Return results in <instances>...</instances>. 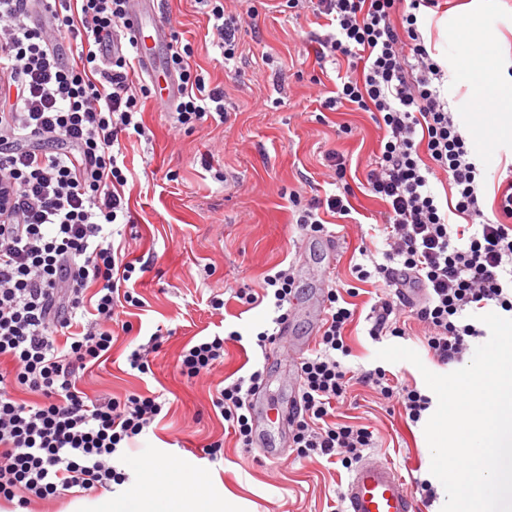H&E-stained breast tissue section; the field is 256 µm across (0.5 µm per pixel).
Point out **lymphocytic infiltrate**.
<instances>
[{
  "mask_svg": "<svg viewBox=\"0 0 512 512\" xmlns=\"http://www.w3.org/2000/svg\"><path fill=\"white\" fill-rule=\"evenodd\" d=\"M213 44L225 62L242 54L245 18L224 17V0H209ZM325 19L319 55L347 59L333 96L323 105L376 113L384 129L369 191L386 209L383 263L356 266L359 280L426 292L415 310L424 343L441 364L461 361L485 337L479 311L512 313V179L501 182L493 217L480 187L484 168L442 93L445 70L421 27L440 0H287ZM132 0H0V501L23 512L36 501L95 492L128 476L121 460L166 404L157 392L93 397L79 385L85 369L112 349L115 331L131 332L128 308L143 307L131 289L141 268L106 226L128 224L125 142L146 134L139 118L150 88L135 77V61L112 48L127 32ZM193 50L171 39L168 66L179 79L172 114L179 130L227 120L224 93L206 84ZM446 176L453 203L441 204L431 181ZM347 195L313 200L297 211L307 234L327 235L325 217L344 219ZM297 289L287 269L266 272L260 289H239L240 302L268 304L272 328L253 343L267 351L275 325L287 320ZM327 318L311 356L299 364V411L288 425L297 459L331 457L351 468L376 441L368 428L333 419L350 387L345 330L353 309L336 286L325 294ZM372 340L404 338L397 303L381 299L367 316ZM242 332L203 336L186 344L176 367L193 382L224 362L226 342ZM264 365L216 384L214 413L241 447L252 445L249 398ZM386 400L419 422L431 398L391 384L376 367L362 374ZM27 392L29 400L18 399Z\"/></svg>",
  "mask_w": 512,
  "mask_h": 512,
  "instance_id": "1",
  "label": "lymphocytic infiltrate"
}]
</instances>
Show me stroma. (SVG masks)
<instances>
[{"instance_id": "1", "label": "stroma", "mask_w": 512, "mask_h": 512, "mask_svg": "<svg viewBox=\"0 0 512 512\" xmlns=\"http://www.w3.org/2000/svg\"><path fill=\"white\" fill-rule=\"evenodd\" d=\"M152 8L182 42L191 44L206 82L223 88L228 120L184 132L172 128L169 115L154 100L142 106L147 136L131 139L125 150L131 172L126 196L134 222L124 226L123 234L134 256L147 264L136 285L146 308L131 310L134 333L115 336L109 359L87 373L82 386L92 395L150 390L168 398L166 417L127 451L125 466L158 459L177 471H207L218 475L230 493L255 502L257 512H335L347 469L319 456L295 460L287 432L274 425L265 448H239L211 408L216 384L248 374L258 363L252 344L228 343L223 366L192 383L177 373L175 358L195 336L268 328L269 308H246L235 293L260 288L265 272L279 264L291 268L298 286L294 340L314 334V310L324 291L322 271L329 266L337 282L359 288L353 299L356 314L346 330L351 350L346 366L360 374L379 365V345L368 334L367 316L383 290L371 281L358 283L353 269L369 270L383 260L376 225L384 204L367 190L366 174L375 165L384 130L372 113L321 107V99L336 88L338 70L317 57L320 27L309 11L295 14L280 0H258L256 27L242 38L237 66L228 67L197 0H154ZM472 20L479 35L497 45V70L479 92L460 67L459 31ZM424 34L448 61V102L465 137L473 138L479 98H496L502 83L512 78V0H449L445 11L427 22ZM331 151L343 155L352 189L349 218L329 226L330 239L336 241L332 250L328 239L311 237L295 223L292 205L296 199L305 203L334 193L327 161ZM484 165L483 209L490 215L499 184L512 173L511 128L498 132ZM213 295L224 301L222 314L209 308ZM401 317L411 327L404 345L419 354L423 365L384 366L395 382L423 391L422 369L444 374L456 366L441 365L428 354L423 329L409 308H402ZM160 326L169 333L153 355L151 374L130 370L127 355ZM336 419L370 427L375 455L394 465L408 483L431 479L421 426L371 387L353 382ZM218 439L224 442L223 458H199V446Z\"/></svg>"}]
</instances>
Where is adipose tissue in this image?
<instances>
[{
	"label": "adipose tissue",
	"instance_id": "obj_1",
	"mask_svg": "<svg viewBox=\"0 0 512 512\" xmlns=\"http://www.w3.org/2000/svg\"><path fill=\"white\" fill-rule=\"evenodd\" d=\"M461 37L468 45L463 69L474 85H483L492 75L495 54L473 27H463ZM134 470L140 477L137 489L120 488L90 504L73 501L69 512H244L242 500L224 491L218 478L195 471L174 474L158 461Z\"/></svg>",
	"mask_w": 512,
	"mask_h": 512
}]
</instances>
